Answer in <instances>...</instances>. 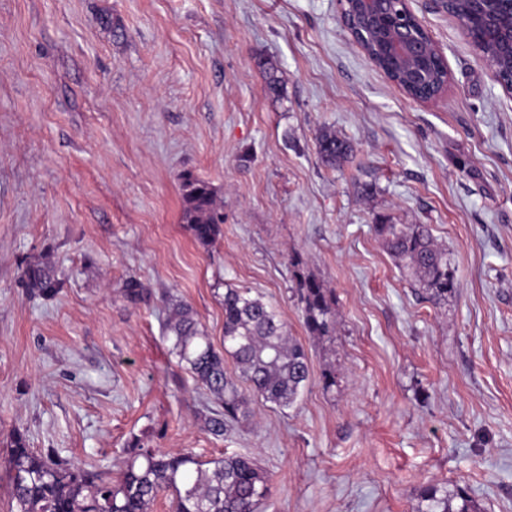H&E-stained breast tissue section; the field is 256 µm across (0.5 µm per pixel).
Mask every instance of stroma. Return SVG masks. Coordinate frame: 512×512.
<instances>
[{
  "label": "stroma",
  "mask_w": 512,
  "mask_h": 512,
  "mask_svg": "<svg viewBox=\"0 0 512 512\" xmlns=\"http://www.w3.org/2000/svg\"><path fill=\"white\" fill-rule=\"evenodd\" d=\"M410 8L448 68L429 103L370 64L337 0H0V512L17 432L106 474L137 438L250 455L270 477L260 512H418L434 484L512 512V93L434 0ZM324 129L350 162H321ZM185 173L224 214L207 249L181 221ZM379 216L429 225L458 282L447 306ZM44 255L50 299L22 277ZM293 258L334 294V343L304 330ZM228 287L274 306L310 379L217 437L165 323L185 302L223 348Z\"/></svg>",
  "instance_id": "35a3bbf8"
}]
</instances>
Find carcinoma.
<instances>
[{
    "mask_svg": "<svg viewBox=\"0 0 512 512\" xmlns=\"http://www.w3.org/2000/svg\"><path fill=\"white\" fill-rule=\"evenodd\" d=\"M490 66L498 68L504 83L512 82V67L497 54L491 38L475 40ZM430 78L408 87L424 97L442 86L447 66L429 54ZM321 162L336 167L348 161L351 145L336 132L323 129L316 137ZM182 220L194 240L211 247L220 235L224 216L216 205L208 182L182 178ZM387 251L405 263L427 294L438 304L457 288L448 251L435 244L426 224H392L380 217L372 225ZM23 277L29 292L42 298L55 296L61 282L53 264L45 259L28 264ZM293 292L302 310L307 335L317 340L336 336V309L330 291L312 275L294 272ZM167 336L171 352L214 404L205 424L217 437L249 413L255 397L281 409L294 405L309 381V357L304 346L288 336L276 309L243 288L224 291V350L214 347L199 329L192 308L177 300L168 302ZM230 356L248 384L242 389L224 369ZM6 476L10 488V512H151L159 494L174 495V512H258L271 493L270 477L248 455H226L206 461L187 453L170 454L135 442L124 468L112 478L38 452L26 437L14 435L7 451ZM425 508L419 512H480L466 489L452 491L430 485L423 491Z\"/></svg>",
    "mask_w": 512,
    "mask_h": 512,
    "instance_id": "1",
    "label": "carcinoma"
}]
</instances>
